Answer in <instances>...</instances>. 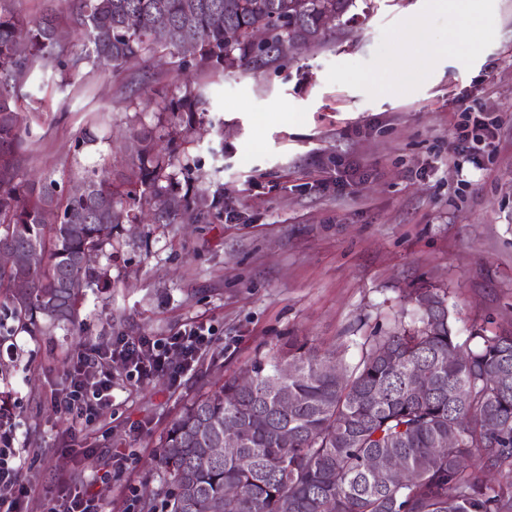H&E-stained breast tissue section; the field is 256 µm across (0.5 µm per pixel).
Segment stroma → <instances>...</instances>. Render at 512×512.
Returning <instances> with one entry per match:
<instances>
[{"instance_id":"obj_1","label":"stroma","mask_w":512,"mask_h":512,"mask_svg":"<svg viewBox=\"0 0 512 512\" xmlns=\"http://www.w3.org/2000/svg\"><path fill=\"white\" fill-rule=\"evenodd\" d=\"M484 39L448 44L455 21L427 0H356L355 19L274 66L202 76L209 110L185 128L180 190L219 197L198 224H129L111 253L112 283L88 291L79 323L51 336L0 338L24 512H49L66 486L139 512L159 485V440L198 395L272 347L343 346L393 330L414 288H446L455 327L512 332V0H484ZM423 19L447 55L428 63L404 42ZM413 71L394 67L397 57ZM169 62L81 70L68 85L37 75L22 171L65 181L121 168L133 130L161 133L155 100L193 82ZM497 121L492 146L459 154L464 108ZM110 139L75 142L99 118ZM204 321L217 337L179 383L119 381L88 424L57 410L83 346L171 336Z\"/></svg>"}]
</instances>
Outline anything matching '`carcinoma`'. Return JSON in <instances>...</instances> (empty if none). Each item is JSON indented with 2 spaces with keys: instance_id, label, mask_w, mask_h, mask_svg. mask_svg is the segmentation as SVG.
I'll use <instances>...</instances> for the list:
<instances>
[{
  "instance_id": "obj_1",
  "label": "carcinoma",
  "mask_w": 512,
  "mask_h": 512,
  "mask_svg": "<svg viewBox=\"0 0 512 512\" xmlns=\"http://www.w3.org/2000/svg\"><path fill=\"white\" fill-rule=\"evenodd\" d=\"M8 2L0 0V248L24 261L0 267V297L18 329L40 336L76 325L86 290L111 283L110 268L83 259L112 247L143 205L165 195L171 206L159 222L197 223L217 201L181 195L174 182L178 128L207 111L200 87L156 102L167 131L139 130L122 169L66 183L25 178L21 112L34 76L118 72L158 55L179 70L260 69L279 60L284 39L317 41L323 14L340 27L353 21L355 0H61L79 46L57 39L59 11L28 21ZM259 28L271 33L264 44L251 40ZM406 299L413 318L366 337L354 365L296 340L255 359L248 385L234 377L190 403L162 439L160 484L140 512H211L217 501L224 512H512V333L475 327L461 342L447 290L414 288ZM328 361L340 377L323 369ZM227 436L238 447L210 458ZM384 455L414 481L371 473L368 459Z\"/></svg>"
}]
</instances>
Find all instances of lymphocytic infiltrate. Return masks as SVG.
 Listing matches in <instances>:
<instances>
[{
    "label": "lymphocytic infiltrate",
    "mask_w": 512,
    "mask_h": 512,
    "mask_svg": "<svg viewBox=\"0 0 512 512\" xmlns=\"http://www.w3.org/2000/svg\"><path fill=\"white\" fill-rule=\"evenodd\" d=\"M215 341L211 326L194 323L166 338L118 336L106 349L86 348L77 356L68 385L56 398V405L75 422L87 423L112 403L114 379L107 368L118 358L125 365L127 380L154 375L177 382L192 370L200 355ZM21 460L10 431L0 432V489L7 496L0 500V512H23L28 489L20 476Z\"/></svg>",
    "instance_id": "1"
}]
</instances>
